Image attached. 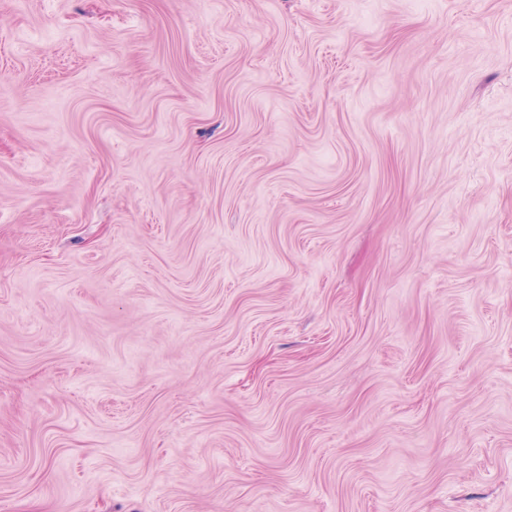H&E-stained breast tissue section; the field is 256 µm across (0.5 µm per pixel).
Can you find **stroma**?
<instances>
[{
	"instance_id": "35a3bbf8",
	"label": "stroma",
	"mask_w": 512,
	"mask_h": 512,
	"mask_svg": "<svg viewBox=\"0 0 512 512\" xmlns=\"http://www.w3.org/2000/svg\"><path fill=\"white\" fill-rule=\"evenodd\" d=\"M0 512H512V0H0Z\"/></svg>"
}]
</instances>
